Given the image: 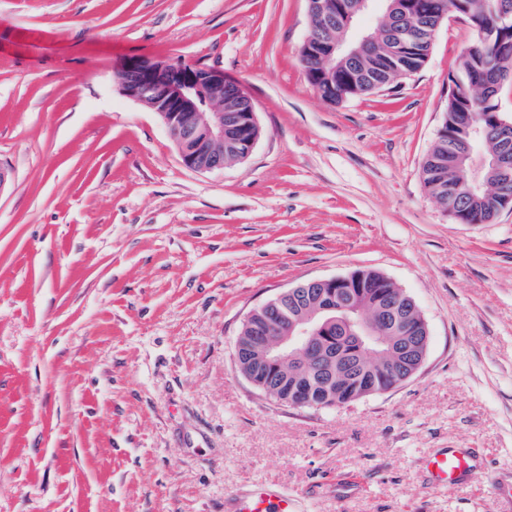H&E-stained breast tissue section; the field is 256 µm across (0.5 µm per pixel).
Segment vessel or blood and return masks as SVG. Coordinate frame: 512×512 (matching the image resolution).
Returning <instances> with one entry per match:
<instances>
[{
  "instance_id": "1",
  "label": "vessel or blood",
  "mask_w": 512,
  "mask_h": 512,
  "mask_svg": "<svg viewBox=\"0 0 512 512\" xmlns=\"http://www.w3.org/2000/svg\"><path fill=\"white\" fill-rule=\"evenodd\" d=\"M425 477L433 486L449 487L476 479L488 486L496 512H512V488L481 466L472 448H443L428 457ZM227 512H296L297 498L276 483L247 486L225 500Z\"/></svg>"
}]
</instances>
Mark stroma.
<instances>
[{"label":"stroma","mask_w":512,"mask_h":512,"mask_svg":"<svg viewBox=\"0 0 512 512\" xmlns=\"http://www.w3.org/2000/svg\"><path fill=\"white\" fill-rule=\"evenodd\" d=\"M310 30L307 0H0V512H224L270 480L299 512H492L422 484L437 448L512 483V210L457 223L421 179L475 35L443 22L417 73L333 104ZM131 58L237 83L252 154L185 168ZM360 269L419 307L415 376L319 409L237 374L250 310Z\"/></svg>","instance_id":"stroma-1"}]
</instances>
